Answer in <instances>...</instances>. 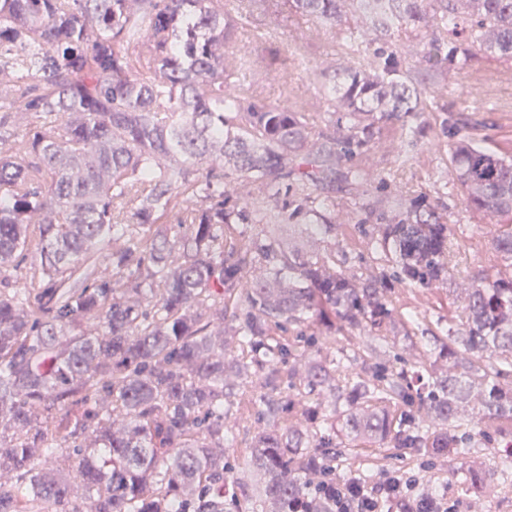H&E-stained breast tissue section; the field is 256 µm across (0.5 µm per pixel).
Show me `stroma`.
I'll return each mask as SVG.
<instances>
[{"label": "stroma", "instance_id": "35a3bbf8", "mask_svg": "<svg viewBox=\"0 0 512 512\" xmlns=\"http://www.w3.org/2000/svg\"><path fill=\"white\" fill-rule=\"evenodd\" d=\"M239 31L229 43L230 50L241 51L262 61L265 72L261 82L270 95L279 92V77L287 75L288 84L300 88L299 100L306 111L321 112L323 103L317 87L307 78L309 68L324 59H344L355 49L384 43L379 33L357 25L354 39L324 32L310 34L308 24L291 12L269 17L253 0L238 4ZM411 82L424 92L426 110L414 139H407L399 126L389 127L375 143L358 153L355 166L374 175V182L359 187L355 195L337 192V207L353 202L374 204L403 193L406 199L434 206L451 227V250L457 277L476 278L484 271L501 267L502 259L492 240L496 225L484 222L463 202L460 186L452 180L450 155L454 144L467 139L498 153L512 155V62L479 58L470 68L440 71L429 65L412 68ZM372 224H340L334 236L319 241L320 252L336 256V267L360 276L375 278L389 275L383 301L392 322L383 331L367 328L342 331L317 324L304 331L290 329L291 355L288 365H298L306 356L307 338H314L323 352L344 353L336 368V385L349 391L357 380L368 346L385 354L394 368L422 372L433 379L445 368L434 347L435 337L447 336L455 327L462 303L451 284L409 285L392 281L396 266L383 253L371 251L368 238ZM259 393L257 383L247 382L234 389L233 406L224 417L228 429L227 456L241 473H249L252 439L262 430L252 402ZM464 447L455 459L432 456L414 448H388L367 441L346 442L331 456V478L348 480L367 459H385L386 471L411 476L414 484L408 497L423 494L446 496L456 512H474V499L466 490L463 477L468 469L486 472L491 490L483 499L484 512H512V479H500L498 465L512 455V427L488 420H474L456 430Z\"/></svg>", "mask_w": 512, "mask_h": 512}]
</instances>
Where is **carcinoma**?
Wrapping results in <instances>:
<instances>
[{"label":"carcinoma","instance_id":"obj_1","mask_svg":"<svg viewBox=\"0 0 512 512\" xmlns=\"http://www.w3.org/2000/svg\"><path fill=\"white\" fill-rule=\"evenodd\" d=\"M234 0H0V270L29 258L30 285L0 290V512H332L301 481L326 469L336 440L457 454L447 425L475 402L512 425V276L486 273L462 289L457 334L441 340L448 368L411 386L376 362L352 393L336 359L305 357L299 385L325 404L283 427L292 404L274 328L335 316L341 326L390 319L383 280L359 283L336 256L307 248L336 233V187L372 175L349 162L394 121L420 125V92L398 51L359 55L325 93L329 119L264 96L257 62L231 52ZM332 30L347 9L374 29L448 45L420 61L471 66L512 60V0H259ZM453 179L467 207L498 224L494 249L512 260V158L463 140ZM379 213L371 250L396 278L445 283L449 227L435 208ZM174 218L183 232L168 234ZM239 224L265 233L243 243ZM106 253V265L93 258ZM256 272L240 289L245 269ZM230 340L249 356L229 360ZM263 375L253 482L224 460L230 386ZM419 402L429 424L404 428L376 403ZM66 407L55 420L52 408ZM80 457L82 495L70 508L66 468ZM483 498L482 472H468Z\"/></svg>","mask_w":512,"mask_h":512}]
</instances>
